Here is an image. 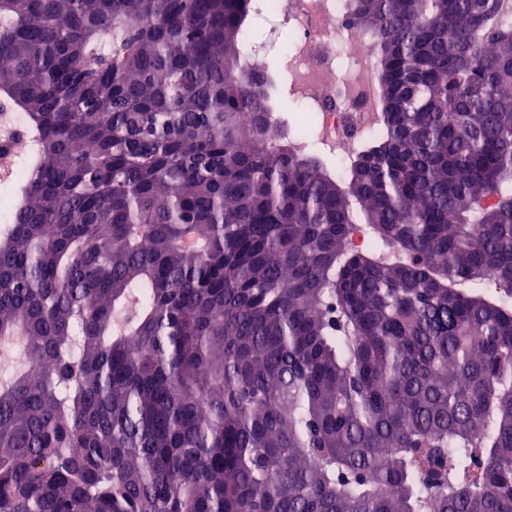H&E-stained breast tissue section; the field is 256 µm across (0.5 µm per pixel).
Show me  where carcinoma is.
<instances>
[{"label":"carcinoma","instance_id":"carcinoma-1","mask_svg":"<svg viewBox=\"0 0 512 512\" xmlns=\"http://www.w3.org/2000/svg\"><path fill=\"white\" fill-rule=\"evenodd\" d=\"M251 2L0 0L34 144L0 512H512V305L476 290L512 295L501 0H349L384 124L343 182L240 75Z\"/></svg>","mask_w":512,"mask_h":512}]
</instances>
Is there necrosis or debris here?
Instances as JSON below:
<instances>
[{
    "label": "necrosis or debris",
    "instance_id": "4bbe7bcc",
    "mask_svg": "<svg viewBox=\"0 0 512 512\" xmlns=\"http://www.w3.org/2000/svg\"><path fill=\"white\" fill-rule=\"evenodd\" d=\"M347 0H254L252 19L281 46L279 73L300 105L289 143L317 144L344 175L365 138L381 128L374 112V49L346 19ZM29 145L20 113L0 101V181L13 178Z\"/></svg>",
    "mask_w": 512,
    "mask_h": 512
}]
</instances>
